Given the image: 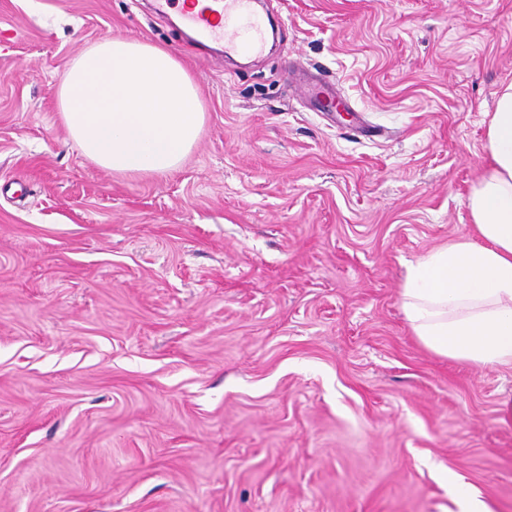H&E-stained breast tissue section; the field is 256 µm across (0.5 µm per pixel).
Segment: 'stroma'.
Listing matches in <instances>:
<instances>
[{"label":"stroma","mask_w":512,"mask_h":512,"mask_svg":"<svg viewBox=\"0 0 512 512\" xmlns=\"http://www.w3.org/2000/svg\"><path fill=\"white\" fill-rule=\"evenodd\" d=\"M274 45L175 0H0V512H512V367L439 356L408 263L469 236L512 0H261ZM199 88L175 171L72 147L107 36ZM331 90L339 108L317 97ZM251 0H222V12L212 5L185 14L187 24L205 37L223 38L230 50L241 55H253L263 47L261 19L249 7ZM455 495L461 504V512H488L485 504L474 494L471 487L453 476H448Z\"/></svg>","instance_id":"35a3bbf8"}]
</instances>
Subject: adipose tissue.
<instances>
[{"label":"adipose tissue","mask_w":512,"mask_h":512,"mask_svg":"<svg viewBox=\"0 0 512 512\" xmlns=\"http://www.w3.org/2000/svg\"><path fill=\"white\" fill-rule=\"evenodd\" d=\"M58 97L72 145L120 174L177 169L204 121L197 87L174 53L120 37L73 59ZM484 151L466 202L474 236L409 264L400 297L425 348L495 368L512 365V82L496 95Z\"/></svg>","instance_id":"ef3b65f1"}]
</instances>
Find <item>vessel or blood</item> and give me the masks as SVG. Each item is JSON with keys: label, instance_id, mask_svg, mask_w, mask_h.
<instances>
[{"label": "vessel or blood", "instance_id": "obj_1", "mask_svg": "<svg viewBox=\"0 0 512 512\" xmlns=\"http://www.w3.org/2000/svg\"><path fill=\"white\" fill-rule=\"evenodd\" d=\"M249 4L250 0H224L223 9L206 5L187 13L185 20L198 34L223 39L233 52L252 55L262 49L264 32Z\"/></svg>", "mask_w": 512, "mask_h": 512}]
</instances>
